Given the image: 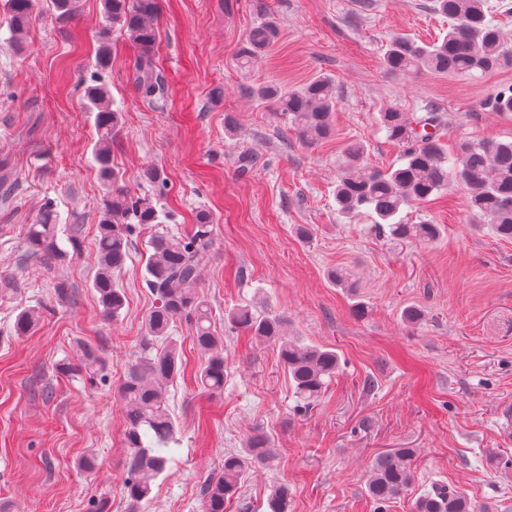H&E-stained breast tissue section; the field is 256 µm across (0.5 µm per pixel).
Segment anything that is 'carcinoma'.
I'll return each mask as SVG.
<instances>
[{"mask_svg": "<svg viewBox=\"0 0 512 512\" xmlns=\"http://www.w3.org/2000/svg\"><path fill=\"white\" fill-rule=\"evenodd\" d=\"M102 6L105 29L96 66H112L109 32H120L138 51L135 85L139 94L148 102L155 100L163 84L154 58L159 38L157 0H102ZM6 8L13 45L20 47L35 19L36 0H6ZM435 10L448 17L445 36L429 44L392 37L383 56L389 73L472 76L512 65V50L493 23V7L488 0H435ZM276 36L271 21L252 27L237 55L238 67L250 69ZM249 93L262 103H274L275 109L287 116L289 130L302 144L314 146L330 136L331 113L337 105L331 77L318 76L296 89L261 84L250 88ZM84 97L87 111L96 113L99 139L94 158L101 175L108 179L112 176V131L120 123V113L112 109L111 95L104 85L86 87ZM487 105L494 112L512 114V85L498 89ZM379 121L387 137L401 148L399 164L368 168L363 164L365 145L355 140L346 143L345 166L336 183V204L342 215L348 219L364 216L376 233L393 240L432 243L441 237L442 226L429 221L408 223L399 217L401 208L459 184L466 191L467 211L474 226H487L497 238L512 240V141L464 140L450 155L442 143L444 116L439 112L431 110L418 116L389 109L380 113ZM166 220L154 196H134L114 188L103 199L98 271L92 288L106 318L120 317L125 306L118 276L129 257L137 227ZM211 223L210 214L200 211L192 234L178 237L158 233L151 241L153 253L145 265L144 280L157 305L145 320V333L159 346L155 353L128 367L118 389L127 420L124 485L127 496L137 503L149 498L170 462L165 447L174 439L176 424L166 407L163 387L181 373L179 351L169 336L176 318L183 317L193 324L196 344L205 355L199 370L200 387L211 394L224 389V355L218 351L219 342L212 330L211 309L196 291L211 257ZM57 235L58 225L46 218L27 225L29 256L43 261L66 256L67 250L59 245ZM328 278L337 286L354 287L352 273L346 267L331 269ZM43 313L38 306L22 308L16 316L15 333H27ZM224 322L230 329H245L278 343L283 371L301 408L312 406L340 369L335 350L283 335L282 318L266 310L232 308L225 312ZM269 445L267 437L252 436L246 448L224 455L222 472L202 485L201 512H224V503L237 495L248 473L267 461ZM416 455L415 448H393L376 457L367 481L375 512H386L388 503L408 492ZM267 506L268 512H289L288 486H276ZM414 512L492 510L474 505L462 490L436 485L416 499Z\"/></svg>", "mask_w": 512, "mask_h": 512, "instance_id": "obj_1", "label": "carcinoma"}]
</instances>
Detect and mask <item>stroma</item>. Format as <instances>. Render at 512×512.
Segmentation results:
<instances>
[{
	"label": "stroma",
	"mask_w": 512,
	"mask_h": 512,
	"mask_svg": "<svg viewBox=\"0 0 512 512\" xmlns=\"http://www.w3.org/2000/svg\"><path fill=\"white\" fill-rule=\"evenodd\" d=\"M434 0H160L155 53L165 92L145 101L133 85L135 51L111 33L112 66L97 69L101 0H79L60 15L41 7L22 49L0 10V501L14 512H200L204 479L226 452L263 432L270 456L251 471L224 512H265L273 485L287 484L290 512H374L366 482L374 458L392 448L418 451L415 481L389 512H413L415 498L443 484L493 512H512V440L498 414L512 406V241L468 221L463 189L405 207L412 220L446 228L431 244L379 238L364 220L336 211L342 146L359 140L364 160L396 161L400 149L379 124L397 109L443 112V141L511 140L512 115L487 101L512 84V68L474 78L388 74L390 38L417 43L444 36ZM274 20L277 42L243 72L236 55L253 24ZM319 74L336 84L332 133L308 147L286 119L245 96V87L297 86ZM110 91L121 121L112 137L115 182L94 161L97 131L83 109L87 86ZM236 116L235 132L224 129ZM167 182L169 231L187 234L210 213L211 259L198 291L223 336L224 390L209 396L194 376L203 361L193 327L179 320L184 375L170 385L177 432L171 461L150 500L124 489L126 425L118 387L143 356L145 319L155 304L143 279L152 231L132 238L119 275L126 305L105 319L91 283L97 270L99 208L113 187L150 193L143 170ZM52 209L61 227L78 226L79 246L44 265L27 255L25 225ZM307 228L300 236L299 228ZM357 286L332 284L333 267ZM70 297H58L57 283ZM369 311L358 318L355 302ZM250 303L280 315L288 335L336 350L341 369L319 402L298 408L277 349L224 325V311ZM47 312L28 335L14 331L21 308ZM421 307L406 326L402 310ZM93 347L101 373L83 369ZM71 373L62 374L60 365Z\"/></svg>",
	"instance_id": "obj_1"
}]
</instances>
